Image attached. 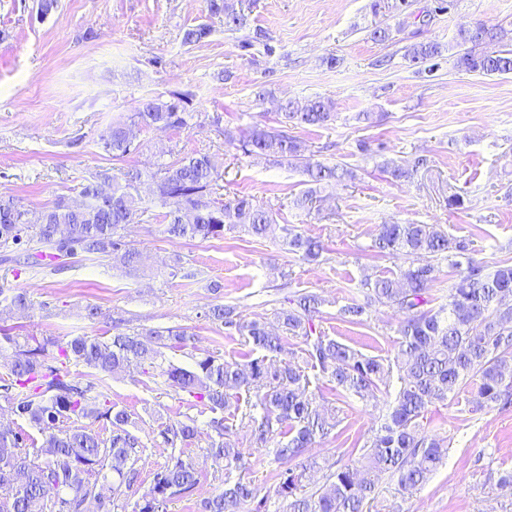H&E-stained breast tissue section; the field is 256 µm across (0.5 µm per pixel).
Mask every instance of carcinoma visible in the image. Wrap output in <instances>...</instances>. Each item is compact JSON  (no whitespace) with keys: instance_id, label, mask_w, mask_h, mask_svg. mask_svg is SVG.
I'll list each match as a JSON object with an SVG mask.
<instances>
[{"instance_id":"cac0c4a2","label":"carcinoma","mask_w":512,"mask_h":512,"mask_svg":"<svg viewBox=\"0 0 512 512\" xmlns=\"http://www.w3.org/2000/svg\"><path fill=\"white\" fill-rule=\"evenodd\" d=\"M210 14L224 17V28L236 31L244 25V14L235 0H206ZM502 29L478 23L459 31L456 67L487 75L512 74V48L499 47ZM211 28L200 24L184 32L187 45L202 42ZM415 63L436 61L442 56L437 43H418L407 50ZM187 97L173 93L167 99H150L137 107L130 123L142 127L178 129L187 125ZM334 118L322 100L304 104L290 101L283 107L280 127L255 125L235 137L224 132L227 141H238L245 154L261 153L277 162L303 167L310 188L296 200L305 207L313 200L315 187L329 182L355 179L352 170L313 164L305 155L306 145L288 133V127H323ZM127 123L115 122L100 136L104 148L115 158L132 150L125 137ZM418 157L413 165L384 163L394 180L408 179L414 169L426 164ZM219 178L206 154L183 157L161 165L157 171L129 169L123 182L112 181V198L99 199L100 182L111 176L100 172L87 180L80 196L84 206L76 208L64 197L56 198L40 211L35 224L23 220L26 210L12 198H0V253L3 261L26 268L46 264V250L80 253L104 258L117 257L129 273L139 271L142 254L123 241L119 230L151 211L165 209V232L172 238L224 237V231L241 227L257 237L276 231L270 210L248 197L219 201L212 197ZM153 184L152 198L146 200L138 186ZM284 241L288 251L308 262L319 260L322 243L292 233ZM371 248L379 255L427 254L433 264L414 262L400 269L397 277L367 278L360 290L365 302L351 303L339 310L342 321L361 325L368 309L377 304L398 309L404 319L398 329L397 352L393 357L367 355L356 351L317 329L315 318L322 300L313 294L298 295L277 312L278 328L264 323L237 320L235 309L215 305L208 316L242 336L239 355L247 362H228L207 355L191 369L174 365L165 350L182 348L190 336L178 329H150L146 332H118L106 340L73 336L60 344L51 339L19 341L0 332V350H13L10 377L3 390L17 399L16 413L43 435L36 448L23 427L0 428V512H87L90 502L96 512H112V500L102 497L99 481L113 479L128 489L137 484L135 468L143 445L130 430L132 414L125 409L101 410L98 390L105 377L120 373L131 364L145 366L149 379L165 378L168 386L181 391L207 408L212 417L207 453L224 459L230 471L241 467L243 453L234 439L236 425L250 429L252 444L265 447L276 443L275 455L282 461L301 457L319 440L327 438L342 423L341 405L354 396L375 400L392 373L399 388L393 404L374 431L370 441L349 454H358L350 464L336 465L327 484L309 495H299L305 471L287 468L278 474L277 494L286 502L287 512H365L375 499L376 484L387 474L397 480L404 496L413 495L448 453L445 441L431 435L424 419L429 407L460 395L469 387L478 400L488 405L512 404V263L492 272L470 256L469 244L448 236L437 224H381ZM460 274L448 291V305L430 307V290L437 280L439 263ZM17 310L29 307L21 288H0V296ZM298 341V350L288 353V341ZM292 355L295 360L286 358ZM89 369L84 378L73 376L67 364ZM335 384L336 405H313L308 395L312 379ZM246 388L255 401L234 423L224 408L234 392ZM95 417L106 419L110 436L81 424ZM198 434L196 420L189 417L160 431L167 448L182 449ZM50 460H41V454ZM197 483L193 465L170 453L169 462L152 479L150 487L134 503L133 512H168L169 503L189 493ZM266 512V499L258 497L251 482L238 478L224 481V491L204 501L201 512Z\"/></svg>"}]
</instances>
